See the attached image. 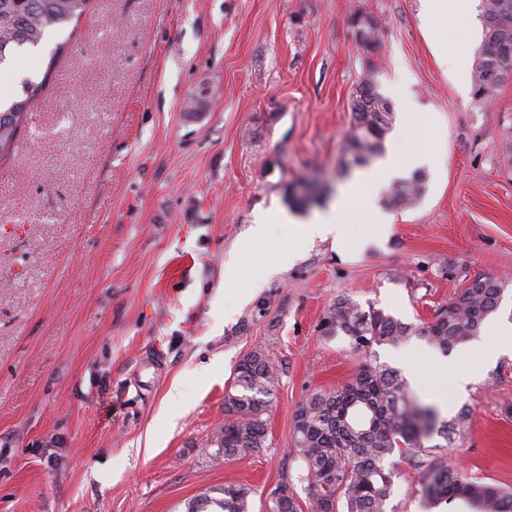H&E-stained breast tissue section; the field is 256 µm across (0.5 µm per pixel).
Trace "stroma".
I'll use <instances>...</instances> for the list:
<instances>
[{"instance_id": "obj_1", "label": "stroma", "mask_w": 512, "mask_h": 512, "mask_svg": "<svg viewBox=\"0 0 512 512\" xmlns=\"http://www.w3.org/2000/svg\"><path fill=\"white\" fill-rule=\"evenodd\" d=\"M359 13L383 29L376 50ZM429 30L422 0H93L53 72L45 51L0 70L5 88L47 79L0 164V512H186L227 484L265 512L282 476L303 487L296 405L360 361L318 332L338 297L417 324L484 274L512 315V74L459 93ZM369 73L393 112L410 93L412 138L437 161L413 206L387 205L391 230L344 257L278 214L326 212L352 177ZM288 245L299 259L260 278ZM256 349L279 374L269 447L214 462L224 390ZM510 404V354L449 392L442 418L470 417L448 467L512 488ZM395 468L387 512L466 505L431 507L408 459Z\"/></svg>"}]
</instances>
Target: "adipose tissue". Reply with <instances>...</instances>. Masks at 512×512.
I'll use <instances>...</instances> for the list:
<instances>
[{
  "instance_id": "obj_1",
  "label": "adipose tissue",
  "mask_w": 512,
  "mask_h": 512,
  "mask_svg": "<svg viewBox=\"0 0 512 512\" xmlns=\"http://www.w3.org/2000/svg\"><path fill=\"white\" fill-rule=\"evenodd\" d=\"M416 122L413 112H404L400 128L383 160L358 173L346 185L328 214L306 219L286 215L282 218L283 223L288 224L304 242L311 244L328 240L339 254H350L359 243L356 228L360 221L389 223V216L382 213L377 205L383 189L403 169L426 160L425 154L408 142L409 132ZM494 331L497 340L493 345L480 351L469 347L462 349L461 355L467 360L468 366L456 375H449L447 367L441 365L433 355H422L420 361L425 364L427 372L417 375V382L424 384L437 402L447 403L449 386L460 387L477 379L491 358L498 353L512 351V323L495 322Z\"/></svg>"
}]
</instances>
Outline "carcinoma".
<instances>
[{
    "instance_id": "obj_1",
    "label": "carcinoma",
    "mask_w": 512,
    "mask_h": 512,
    "mask_svg": "<svg viewBox=\"0 0 512 512\" xmlns=\"http://www.w3.org/2000/svg\"><path fill=\"white\" fill-rule=\"evenodd\" d=\"M92 0H0V67H9L23 53L38 49L48 34L79 20ZM483 39L472 73L474 96H487L498 80L489 74L491 61L500 70L512 69V0H482ZM379 25L356 27L366 49L379 41ZM46 81L25 78L22 97L0 99V159L11 154L27 114ZM354 123L345 140V153L354 163L368 166L382 150L392 127L393 112L372 77L353 91ZM422 176L396 181L387 195L395 206L410 205L421 194ZM503 281L488 275L470 284L437 309L434 320L405 323L382 309H363L343 296L324 313L323 337L345 336L361 362L342 386L318 389L295 409V453L304 465L305 490L311 512H386L394 494L396 471L391 459L408 457L418 491L433 506L459 496L495 512H512V491L478 482L449 468L439 455L436 436L448 443L464 438L469 411L462 407L449 420L409 393L399 371L372 357L375 345L398 347L417 336L446 355L457 345L478 338L487 319L499 307ZM278 373L261 350L247 354L235 367L224 392V426L214 432L212 457L226 461L243 450L267 447V414ZM251 490L235 484L219 489V496L203 493L188 503L187 512H250ZM267 512H302L297 493L288 481L277 485Z\"/></svg>"
}]
</instances>
